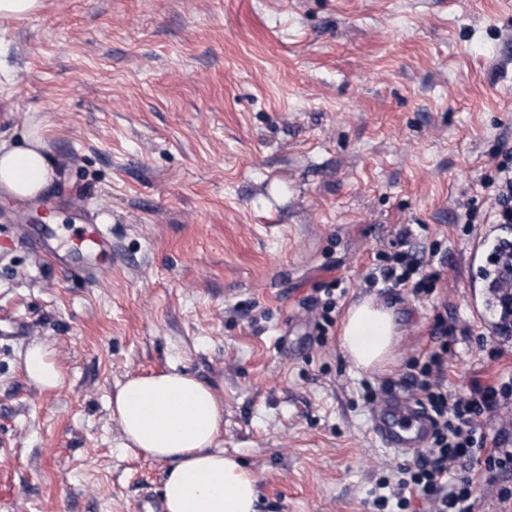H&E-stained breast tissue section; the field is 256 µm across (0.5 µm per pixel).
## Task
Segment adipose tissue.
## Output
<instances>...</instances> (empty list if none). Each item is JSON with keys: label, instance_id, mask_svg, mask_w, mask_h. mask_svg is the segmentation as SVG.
<instances>
[{"label": "adipose tissue", "instance_id": "1", "mask_svg": "<svg viewBox=\"0 0 512 512\" xmlns=\"http://www.w3.org/2000/svg\"><path fill=\"white\" fill-rule=\"evenodd\" d=\"M46 122L31 124L19 144L0 142V194L33 202L65 173L45 151ZM401 332L392 307L372 297L352 304L341 324L340 348L356 366L382 371L395 362ZM23 369L37 386L62 388L65 376L52 349L36 343ZM124 445L169 462L163 497L166 512H256L257 482L218 439L224 400L192 375L169 369L129 379L111 400Z\"/></svg>", "mask_w": 512, "mask_h": 512}]
</instances>
